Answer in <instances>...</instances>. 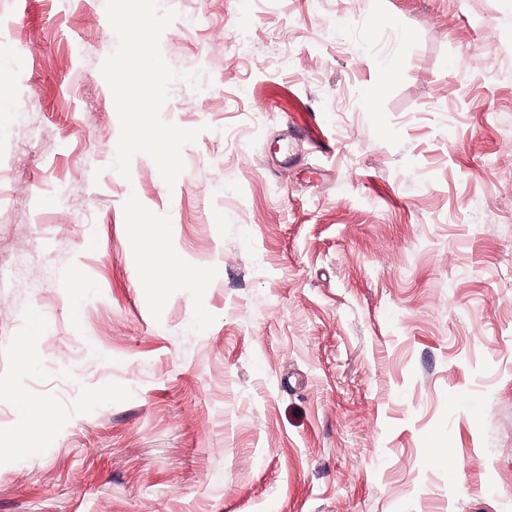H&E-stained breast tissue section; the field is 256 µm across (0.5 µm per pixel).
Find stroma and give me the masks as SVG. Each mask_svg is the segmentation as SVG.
<instances>
[{"mask_svg": "<svg viewBox=\"0 0 512 512\" xmlns=\"http://www.w3.org/2000/svg\"><path fill=\"white\" fill-rule=\"evenodd\" d=\"M159 5L171 187L105 0H0V512H512V0ZM145 276L142 281L143 288H155L159 281L167 280L184 269L181 257L176 253H169L164 264L156 265L154 256L148 253L143 258Z\"/></svg>", "mask_w": 512, "mask_h": 512, "instance_id": "35a3bbf8", "label": "stroma"}]
</instances>
